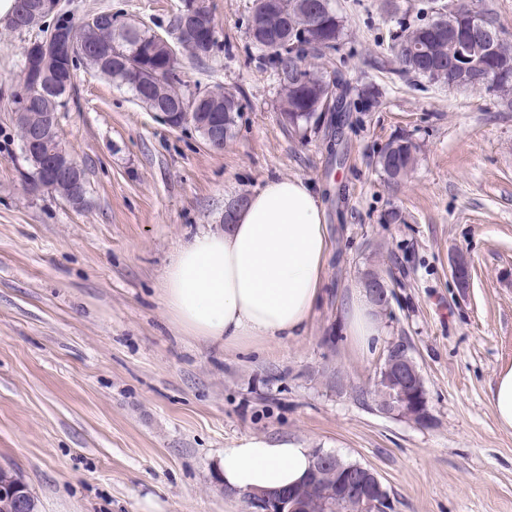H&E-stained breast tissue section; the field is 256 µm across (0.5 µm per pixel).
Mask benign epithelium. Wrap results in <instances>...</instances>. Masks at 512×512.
Listing matches in <instances>:
<instances>
[{"instance_id": "1", "label": "benign epithelium", "mask_w": 512, "mask_h": 512, "mask_svg": "<svg viewBox=\"0 0 512 512\" xmlns=\"http://www.w3.org/2000/svg\"><path fill=\"white\" fill-rule=\"evenodd\" d=\"M448 9L457 13V20L452 22L453 42L457 49L468 53L479 43L483 48V60H493L498 33L488 30L469 13L459 9L456 0L448 3ZM159 117L172 129L196 127L190 112H162ZM56 129L57 117H47L42 127L30 138L26 148L27 157H40L42 144ZM50 156L47 164L36 169V179L44 180L48 174L56 173L69 182L71 198L77 203L81 202L84 188L74 176V170L79 168L78 162L62 147L50 152ZM451 270L457 286L468 287V260L463 256L455 257ZM364 284L372 303L379 311H384L388 304V288L384 280L370 276L365 278ZM393 350L394 347H389L376 372V388L383 394L377 407L385 415L424 425L429 420V411L423 377L411 356H396ZM329 466L336 468V481L318 484L311 500L300 502L286 493L245 492L243 497L249 512H382V504L390 503V496L375 472L362 466L344 467L339 457L316 450L312 471L317 474ZM6 494L13 499L18 512L32 509L26 483L12 468L1 465L0 496Z\"/></svg>"}]
</instances>
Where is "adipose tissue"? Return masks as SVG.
<instances>
[{
    "label": "adipose tissue",
    "mask_w": 512,
    "mask_h": 512,
    "mask_svg": "<svg viewBox=\"0 0 512 512\" xmlns=\"http://www.w3.org/2000/svg\"><path fill=\"white\" fill-rule=\"evenodd\" d=\"M330 250L314 187L299 178L267 181L224 232H200L167 268L164 304L185 334L221 347L277 345L302 334L321 297ZM351 343L368 351L381 327L364 290L344 314ZM310 449L246 437L216 464L225 489L278 490L302 482Z\"/></svg>",
    "instance_id": "obj_1"
}]
</instances>
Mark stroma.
I'll return each instance as SVG.
<instances>
[{
	"instance_id": "stroma-1",
	"label": "stroma",
	"mask_w": 512,
	"mask_h": 512,
	"mask_svg": "<svg viewBox=\"0 0 512 512\" xmlns=\"http://www.w3.org/2000/svg\"><path fill=\"white\" fill-rule=\"evenodd\" d=\"M446 0H333L346 34L318 59L380 104L300 138L277 119L280 86L246 37L252 0H206L218 48L181 59L188 86L242 95L234 138L210 147L127 89L78 65L58 114L61 145L86 172L76 208L25 188L30 170L7 107L27 36L0 22V464L37 512H247L215 463L240 439L296 442L372 469L393 512H512V431L489 401L512 363V109L387 66L400 23ZM185 0H61L74 20L112 11L169 24ZM409 134L413 171L393 185L380 150ZM321 197L332 244L306 332L276 346L220 348L184 334L162 299L175 254L223 228L225 203L273 178ZM465 254L470 286L449 262ZM391 290L375 348L342 321L369 271ZM408 345L430 419L375 407L389 345Z\"/></svg>"
}]
</instances>
